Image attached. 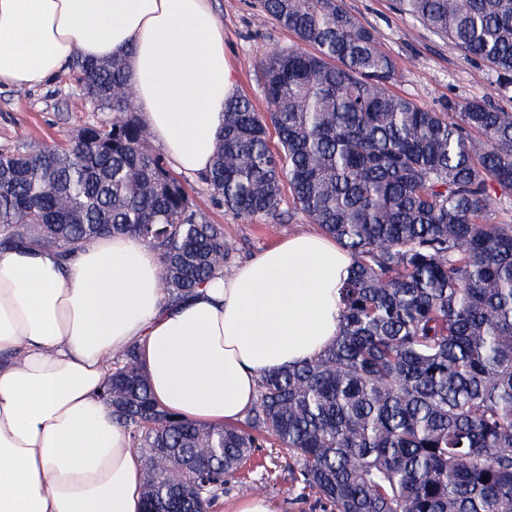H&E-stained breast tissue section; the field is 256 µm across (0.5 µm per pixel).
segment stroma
<instances>
[{"mask_svg": "<svg viewBox=\"0 0 512 512\" xmlns=\"http://www.w3.org/2000/svg\"><path fill=\"white\" fill-rule=\"evenodd\" d=\"M346 8L371 26L381 48L399 69L394 93L422 106H455L474 99H489L512 110V84H504L488 64L465 57L450 41L437 37L411 17L396 11L393 0H344ZM224 24V47L236 69L237 92L248 98L258 112L268 110L259 66L269 52L296 45V36L260 12L256 0H214ZM84 98L72 74H64L45 87L0 88V151L13 149L18 132L32 145L54 147L85 125L105 120ZM183 182L195 205L225 235L236 242L237 260L250 258L281 238L309 229L302 214L269 223L263 216L244 221L214 203L208 185L198 176ZM284 450L261 449L247 463L241 479L224 487V501L248 496L265 497L272 512H322L314 492L294 489Z\"/></svg>", "mask_w": 512, "mask_h": 512, "instance_id": "1", "label": "stroma"}]
</instances>
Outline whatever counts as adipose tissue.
Returning <instances> with one entry per match:
<instances>
[{"instance_id": "obj_1", "label": "adipose tissue", "mask_w": 512, "mask_h": 512, "mask_svg": "<svg viewBox=\"0 0 512 512\" xmlns=\"http://www.w3.org/2000/svg\"><path fill=\"white\" fill-rule=\"evenodd\" d=\"M115 56L171 165L204 174L236 83L211 0H0V86ZM350 265L303 232L172 303L135 237L106 232L67 259L0 250V512H142V462L101 395L112 359L138 345L154 400L182 419H238L262 376L338 335Z\"/></svg>"}]
</instances>
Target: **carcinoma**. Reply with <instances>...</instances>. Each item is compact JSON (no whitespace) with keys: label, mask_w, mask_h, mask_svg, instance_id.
Returning <instances> with one entry per match:
<instances>
[{"label":"carcinoma","mask_w":512,"mask_h":512,"mask_svg":"<svg viewBox=\"0 0 512 512\" xmlns=\"http://www.w3.org/2000/svg\"><path fill=\"white\" fill-rule=\"evenodd\" d=\"M398 9L512 84V0H396ZM300 46L261 61L269 112L235 95L204 177L242 219L294 210L349 251L339 335L263 376L244 419L189 422L151 396L138 347L102 396L146 448L145 505L209 510L262 443L288 452L295 486L331 512H512V112H455L391 90L398 67L343 0H261ZM95 112L61 148L0 152V249L71 255L103 232L157 255L168 300L230 267L236 246L192 203L126 96L123 63L71 66ZM278 147H271L268 127ZM224 254V263L210 257ZM210 449L176 486L170 472Z\"/></svg>","instance_id":"obj_1"}]
</instances>
